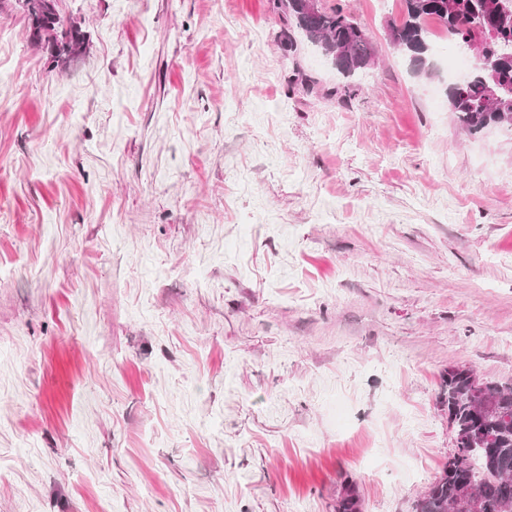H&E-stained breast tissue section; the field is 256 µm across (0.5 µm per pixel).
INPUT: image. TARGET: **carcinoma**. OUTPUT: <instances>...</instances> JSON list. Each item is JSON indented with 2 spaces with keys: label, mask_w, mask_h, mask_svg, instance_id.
I'll use <instances>...</instances> for the list:
<instances>
[{
  "label": "carcinoma",
  "mask_w": 512,
  "mask_h": 512,
  "mask_svg": "<svg viewBox=\"0 0 512 512\" xmlns=\"http://www.w3.org/2000/svg\"><path fill=\"white\" fill-rule=\"evenodd\" d=\"M290 28L316 40L325 53L341 47L335 64L346 77L370 66L375 50L365 32L340 8L315 0H269ZM400 21L389 26L391 44L416 72L427 63L428 23L436 22L457 44H474L497 60L478 69L463 88L448 87V110L469 133L495 125L512 129V0H402ZM32 38L44 43L53 62L80 57L88 47L81 28L61 18L57 0H22ZM440 405L454 430V452L441 474L417 497L414 512H512V384L480 379L474 370L450 366L441 376ZM336 512H361L354 487Z\"/></svg>",
  "instance_id": "obj_1"
}]
</instances>
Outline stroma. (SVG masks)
<instances>
[{
  "mask_svg": "<svg viewBox=\"0 0 512 512\" xmlns=\"http://www.w3.org/2000/svg\"><path fill=\"white\" fill-rule=\"evenodd\" d=\"M268 0H0V512H413L451 365L512 383V131ZM22 7L32 38L44 42L53 63L80 57L88 47L81 28L66 24L61 18L57 0H22ZM272 12L288 17V35L284 33L281 47L293 52L291 29L300 30L311 42L315 39L323 52L334 53L341 47L345 58L334 66L346 77L370 66L375 50L365 32L340 8L327 9L315 0H269Z\"/></svg>",
  "mask_w": 512,
  "mask_h": 512,
  "instance_id": "35a3bbf8",
  "label": "stroma"
}]
</instances>
